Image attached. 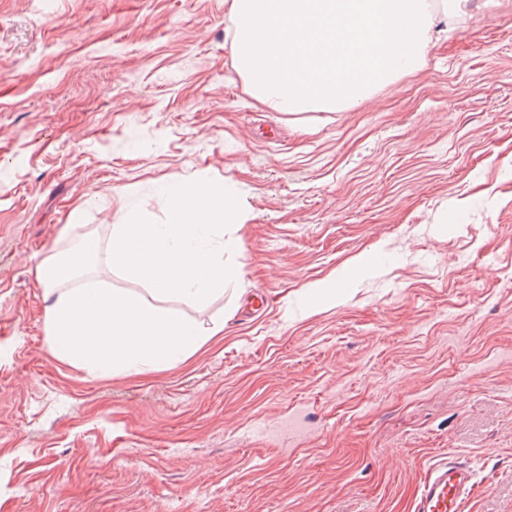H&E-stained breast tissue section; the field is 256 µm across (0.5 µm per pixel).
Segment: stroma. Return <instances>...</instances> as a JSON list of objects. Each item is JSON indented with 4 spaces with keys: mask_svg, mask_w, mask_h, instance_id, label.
Listing matches in <instances>:
<instances>
[{
    "mask_svg": "<svg viewBox=\"0 0 512 512\" xmlns=\"http://www.w3.org/2000/svg\"><path fill=\"white\" fill-rule=\"evenodd\" d=\"M181 179L244 206L185 311L222 333L139 374L54 357L36 266L165 223ZM451 455L468 512H512V0L288 114L248 93L229 0H0V512H411Z\"/></svg>",
    "mask_w": 512,
    "mask_h": 512,
    "instance_id": "35a3bbf8",
    "label": "stroma"
}]
</instances>
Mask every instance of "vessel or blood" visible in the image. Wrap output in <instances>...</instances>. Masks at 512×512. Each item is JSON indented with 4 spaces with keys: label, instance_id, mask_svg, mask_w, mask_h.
<instances>
[{
    "label": "vessel or blood",
    "instance_id": "obj_1",
    "mask_svg": "<svg viewBox=\"0 0 512 512\" xmlns=\"http://www.w3.org/2000/svg\"><path fill=\"white\" fill-rule=\"evenodd\" d=\"M477 487V473L466 462L444 459L432 464L420 482L414 512H466Z\"/></svg>",
    "mask_w": 512,
    "mask_h": 512
}]
</instances>
